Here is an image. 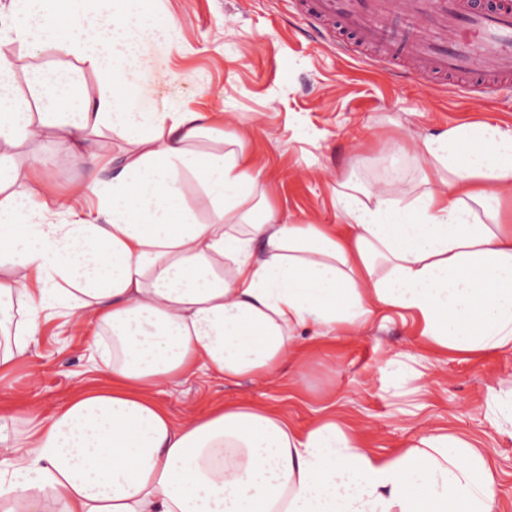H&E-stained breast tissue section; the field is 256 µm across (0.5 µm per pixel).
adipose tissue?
Masks as SVG:
<instances>
[{"instance_id":"adipose-tissue-1","label":"adipose tissue","mask_w":512,"mask_h":512,"mask_svg":"<svg viewBox=\"0 0 512 512\" xmlns=\"http://www.w3.org/2000/svg\"><path fill=\"white\" fill-rule=\"evenodd\" d=\"M145 3L12 0L14 42L66 50L107 89L93 99L76 70L21 76L0 55V369L53 312L111 337L96 368L112 385L11 435L0 421V512H498L494 474L460 434L435 428L379 456L336 421L300 431L257 403L178 424L151 392L194 368L264 376L303 334L347 335L390 310L437 347L512 353V128L428 133L418 194L399 177H348L337 223H287L235 113L223 149L195 153L210 116L148 103L138 69L176 22ZM105 130L125 142L112 159L91 145ZM44 135L84 166L95 219H75L14 162ZM187 173L207 221L186 203ZM184 192L187 204L200 220H207L210 216V203L197 181L187 175L184 179Z\"/></svg>"}]
</instances>
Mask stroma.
<instances>
[{
  "mask_svg": "<svg viewBox=\"0 0 512 512\" xmlns=\"http://www.w3.org/2000/svg\"><path fill=\"white\" fill-rule=\"evenodd\" d=\"M149 9L179 20L171 48L143 60L152 105L206 113L219 130L228 112L253 126L248 149L263 169L267 202L291 224L337 223L338 179L380 183L391 151L414 187L423 166L414 150L426 133L481 121L512 125V91L487 98L451 85L438 92L338 56L309 38L290 0H151ZM185 73L192 81H182ZM40 145L49 164L35 174L45 195L88 206L75 193L83 167L53 140ZM94 352L91 327L51 318L37 345L0 375V415L48 414L82 389L109 384L92 367ZM390 357L395 366H386ZM511 383L512 355L434 349L395 317L348 336L302 337L293 359L259 379L199 372L153 396L178 422L248 402L299 430L333 419L379 455L432 428L460 433L483 448L500 506L512 512V428L487 405L490 391Z\"/></svg>",
  "mask_w": 512,
  "mask_h": 512,
  "instance_id": "obj_1",
  "label": "stroma"
}]
</instances>
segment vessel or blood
Returning a JSON list of instances; mask_svg holds the SVG:
<instances>
[{
    "instance_id": "obj_1",
    "label": "vessel or blood",
    "mask_w": 512,
    "mask_h": 512,
    "mask_svg": "<svg viewBox=\"0 0 512 512\" xmlns=\"http://www.w3.org/2000/svg\"><path fill=\"white\" fill-rule=\"evenodd\" d=\"M326 46L391 75L467 76L488 94L512 77V0H292Z\"/></svg>"
}]
</instances>
